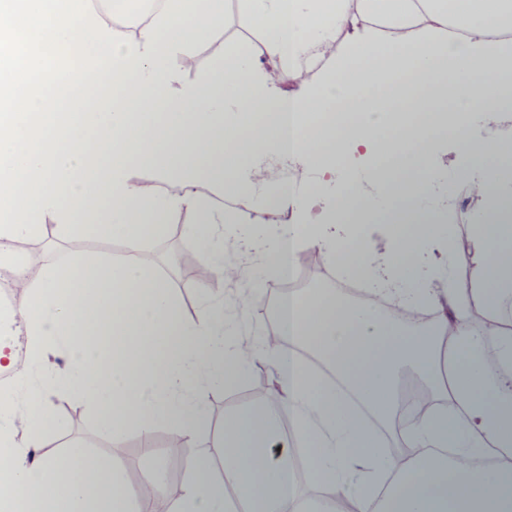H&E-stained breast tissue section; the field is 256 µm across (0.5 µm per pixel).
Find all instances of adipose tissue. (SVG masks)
<instances>
[{
	"label": "adipose tissue",
	"mask_w": 512,
	"mask_h": 512,
	"mask_svg": "<svg viewBox=\"0 0 512 512\" xmlns=\"http://www.w3.org/2000/svg\"><path fill=\"white\" fill-rule=\"evenodd\" d=\"M236 11L245 36L225 40L189 80L184 68L224 25V0H161L131 29L91 0H0V269L17 271L23 298L0 314V371L12 375L0 389V512H147L116 457L46 450L48 432L65 426L46 395L80 397L116 445L134 427L148 449L154 424L184 437L207 426L195 390L246 377L250 360L230 343L221 308L181 318L146 251L184 215L188 236L211 244L234 223V199L257 193L294 217L252 240L279 275L313 241L340 276L441 316L415 331L372 301L322 289L289 296L277 309L288 345L272 353L278 408L226 414L219 457L188 463L171 512H512V332L495 327L487 340L470 320L476 305L512 313V226L503 221L512 167L486 163L512 153V129L466 133L512 110V0H236ZM285 69L304 81L282 88ZM408 70L453 87L450 116L418 97L414 121L400 126L374 105L370 91ZM63 78L80 94L57 112L44 89ZM476 92L490 108L475 107ZM341 100L354 111L319 124ZM450 132L466 163L448 179L476 200L463 237L446 231L421 153ZM254 139L299 158L309 172L301 188L240 176L242 146ZM359 144L368 162L349 167L343 155ZM140 169L151 178L135 179ZM402 201L384 256L331 232ZM320 202L323 221L300 223ZM48 234L118 237L131 251L115 262L71 249L28 277L12 244ZM431 261L446 287L423 284ZM462 271L464 290L454 284ZM15 323L26 336L22 365L8 337ZM60 354L68 366L50 367ZM406 370L428 381L434 404L400 430L409 453L398 464L378 427L394 423ZM21 392L30 427L19 439L6 419ZM286 419L307 441L318 497L298 493ZM277 444L280 455L269 456Z\"/></svg>",
	"instance_id": "1"
}]
</instances>
